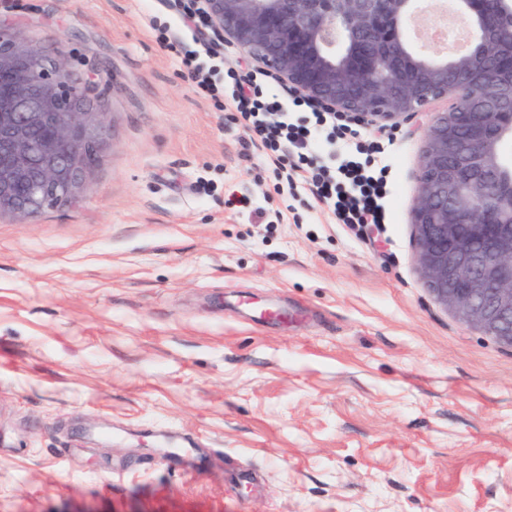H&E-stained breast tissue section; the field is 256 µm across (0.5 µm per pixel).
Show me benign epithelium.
<instances>
[{
  "label": "benign epithelium",
  "mask_w": 512,
  "mask_h": 512,
  "mask_svg": "<svg viewBox=\"0 0 512 512\" xmlns=\"http://www.w3.org/2000/svg\"><path fill=\"white\" fill-rule=\"evenodd\" d=\"M212 30L259 70L361 126L424 132L411 209L416 263L434 303L512 350V0H455L475 32L443 59L415 51L408 22L428 0H200ZM414 62L406 83L397 63ZM0 215L26 223L76 202L110 147L94 88L24 34L0 26Z\"/></svg>",
  "instance_id": "obj_1"
}]
</instances>
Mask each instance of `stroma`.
I'll list each match as a JSON object with an SVG mask.
<instances>
[{
	"instance_id": "stroma-1",
	"label": "stroma",
	"mask_w": 512,
	"mask_h": 512,
	"mask_svg": "<svg viewBox=\"0 0 512 512\" xmlns=\"http://www.w3.org/2000/svg\"><path fill=\"white\" fill-rule=\"evenodd\" d=\"M176 12L0 0L112 135L82 200L0 216V512H512V351L415 262L423 126L378 136L390 224L336 223L159 46Z\"/></svg>"
}]
</instances>
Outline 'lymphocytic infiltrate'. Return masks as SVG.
Instances as JSON below:
<instances>
[{
  "instance_id": "obj_1",
  "label": "lymphocytic infiltrate",
  "mask_w": 512,
  "mask_h": 512,
  "mask_svg": "<svg viewBox=\"0 0 512 512\" xmlns=\"http://www.w3.org/2000/svg\"><path fill=\"white\" fill-rule=\"evenodd\" d=\"M210 25L196 0H182L178 12L177 38H170L167 27H157L160 45L179 54L187 77L198 95L214 100L219 111L236 113L243 121L254 145L266 158L279 160L293 170H308L319 200L333 213L337 223L360 228L381 225L388 219L384 201L388 185L384 174L350 161L338 169L319 164L325 146H350L364 141L366 152H377L372 136L362 135L358 125L338 119L335 113L313 109L312 121H290V111L307 106L305 99H292L272 93L265 80L242 78L235 68L224 71L225 83L201 78L204 67L199 44L205 43Z\"/></svg>"
}]
</instances>
